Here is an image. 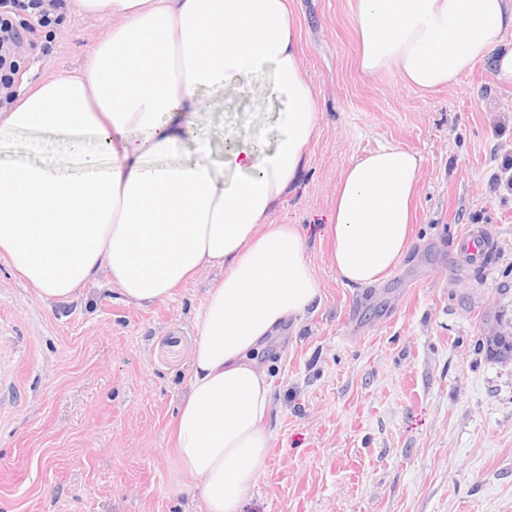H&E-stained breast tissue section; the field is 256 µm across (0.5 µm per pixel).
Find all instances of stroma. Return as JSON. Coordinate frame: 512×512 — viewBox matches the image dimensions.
Instances as JSON below:
<instances>
[{
	"label": "stroma",
	"instance_id": "1",
	"mask_svg": "<svg viewBox=\"0 0 512 512\" xmlns=\"http://www.w3.org/2000/svg\"><path fill=\"white\" fill-rule=\"evenodd\" d=\"M353 0H289L302 63L324 121L297 185L273 216L298 225L322 302L271 337L270 450L242 512H512V190L491 177L512 162V88L489 65L421 94L358 72ZM113 24L73 9L41 29L16 91L79 69ZM281 101L229 92L201 119L250 125L275 141ZM385 144L424 158L413 237L378 284L344 285L327 261L326 224L342 171ZM0 157L63 165L56 136L18 133ZM491 230L484 266L460 237ZM217 270L172 300L126 304L94 283L48 303L0 258V512H205L170 442Z\"/></svg>",
	"mask_w": 512,
	"mask_h": 512
}]
</instances>
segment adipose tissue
<instances>
[{
  "label": "adipose tissue",
  "instance_id": "obj_1",
  "mask_svg": "<svg viewBox=\"0 0 512 512\" xmlns=\"http://www.w3.org/2000/svg\"><path fill=\"white\" fill-rule=\"evenodd\" d=\"M116 23L86 65L0 109V135L60 138L54 170L0 159V258L40 297L76 298L106 280L150 306L202 271L222 275L197 316L199 340L174 443L207 512H239L266 460L267 339L321 302L297 225L273 214L300 179L324 118L301 65L288 0H76ZM361 76L397 73L418 93L487 63L512 87V0H355ZM256 86L282 101L272 149L249 129L201 136V90ZM423 165L397 146L347 166L328 221V262L350 287L406 256Z\"/></svg>",
  "mask_w": 512,
  "mask_h": 512
}]
</instances>
